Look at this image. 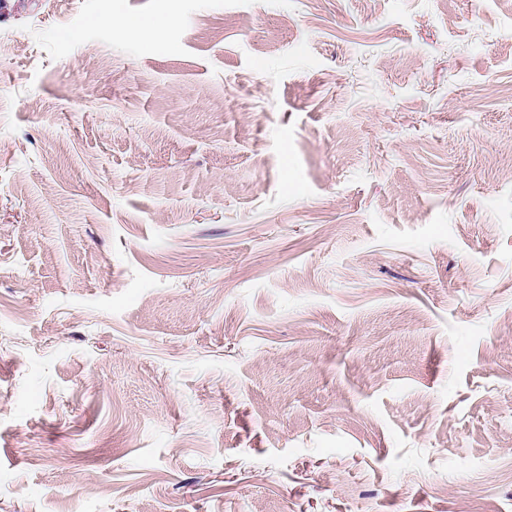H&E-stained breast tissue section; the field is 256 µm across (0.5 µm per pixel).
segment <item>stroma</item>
I'll return each instance as SVG.
<instances>
[{
  "label": "stroma",
  "mask_w": 512,
  "mask_h": 512,
  "mask_svg": "<svg viewBox=\"0 0 512 512\" xmlns=\"http://www.w3.org/2000/svg\"><path fill=\"white\" fill-rule=\"evenodd\" d=\"M463 503L512 512V0H6L0 512Z\"/></svg>",
  "instance_id": "stroma-1"
}]
</instances>
